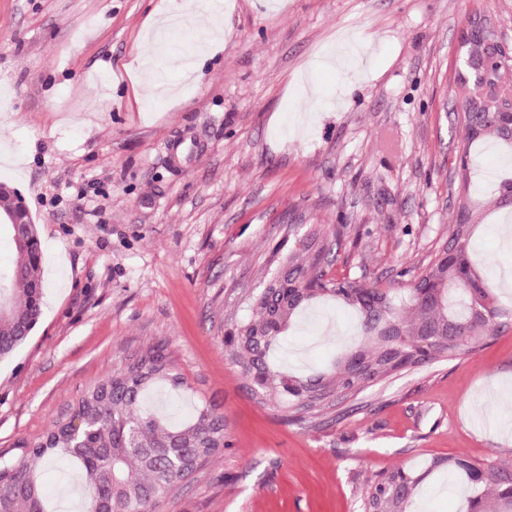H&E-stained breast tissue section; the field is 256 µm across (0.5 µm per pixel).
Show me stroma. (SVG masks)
<instances>
[{
  "label": "stroma",
  "instance_id": "obj_1",
  "mask_svg": "<svg viewBox=\"0 0 512 512\" xmlns=\"http://www.w3.org/2000/svg\"><path fill=\"white\" fill-rule=\"evenodd\" d=\"M166 0H0V182L18 189L45 254L42 317L0 361V451L38 441L107 372L157 347L184 379L161 389L170 421L196 405L224 418L223 453L160 512H364L394 470L391 512H463L462 458L512 463V329L475 351L399 371L301 419L258 398L225 333L247 320L285 224L343 230L336 278L401 292L448 235L462 135L454 75L465 16L512 35V0H224V49L188 96L149 110L127 65ZM502 153H472L489 192ZM507 220L471 239L486 275L512 271ZM358 330L330 300L293 319L271 358L326 371ZM42 480L53 512H78L65 461ZM407 484L401 471L392 472L380 481L370 486L369 497L377 503L388 501H400L404 496ZM372 500L366 501V512H379L377 503Z\"/></svg>",
  "mask_w": 512,
  "mask_h": 512
}]
</instances>
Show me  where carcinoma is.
<instances>
[{
	"instance_id": "cac0c4a2",
	"label": "carcinoma",
	"mask_w": 512,
	"mask_h": 512,
	"mask_svg": "<svg viewBox=\"0 0 512 512\" xmlns=\"http://www.w3.org/2000/svg\"><path fill=\"white\" fill-rule=\"evenodd\" d=\"M476 12L467 19L462 56L472 66L456 74L463 90L457 124L464 153L456 171L457 208L448 230V248L407 283L408 295L395 299L379 283L362 284L328 275L335 253L343 246L339 232L317 229L302 233L288 226V249L271 252L273 271L250 296L252 315L229 332L233 357L242 364L261 391L274 383L291 397V408L309 409L336 389L354 393L392 374L441 355L450 357L472 348L482 336H496L512 327V306L503 304L489 280L478 269L471 247L475 227L487 211L512 208V177L496 186L485 203L475 202L468 188L472 150L492 142L512 161V135L505 129L508 114L483 93V86L512 90V60H498L492 50V29ZM16 260L0 268V302L32 318H40L32 283H43L41 251L15 249ZM332 297L355 308L362 335L369 342L368 363L355 373L347 353L332 379L282 377L269 365L267 354L288 330L292 317L310 302ZM27 341L11 318L0 319V359ZM183 386L166 357L156 349L141 353L123 369L108 373L87 387L66 421H59L33 444L20 440V453L0 455V512H50L41 482L42 470L66 459L82 473L90 495L85 512H158L161 503L180 484L224 450V420L211 406L195 408L190 417L169 423L144 408L143 398L153 388ZM81 427L73 432L74 420ZM454 465L469 475L468 501L476 506L484 495L512 501V472L500 466L479 469L464 459ZM406 491L402 472L372 484L369 497L376 502L400 501Z\"/></svg>"
}]
</instances>
